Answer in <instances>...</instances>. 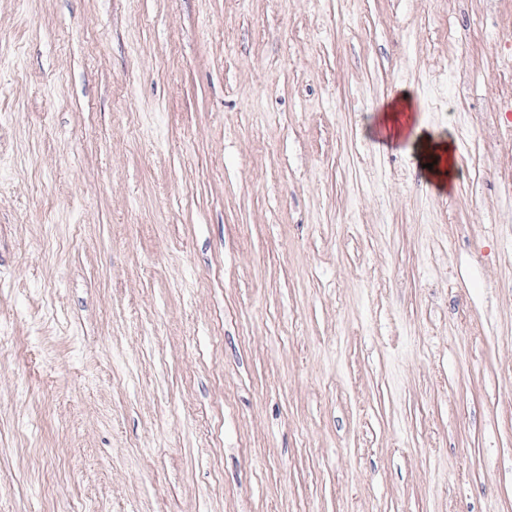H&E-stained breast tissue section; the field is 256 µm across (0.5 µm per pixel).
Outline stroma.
<instances>
[{"label": "stroma", "mask_w": 512, "mask_h": 512, "mask_svg": "<svg viewBox=\"0 0 512 512\" xmlns=\"http://www.w3.org/2000/svg\"><path fill=\"white\" fill-rule=\"evenodd\" d=\"M507 38L0 0V512H512Z\"/></svg>", "instance_id": "1"}]
</instances>
